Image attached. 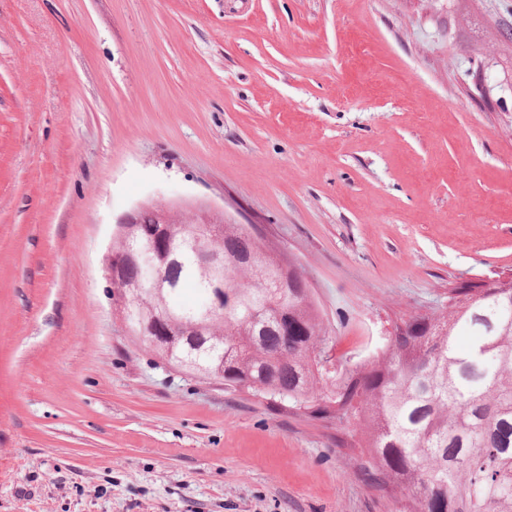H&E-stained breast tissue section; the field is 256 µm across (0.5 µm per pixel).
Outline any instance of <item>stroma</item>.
Masks as SVG:
<instances>
[{
	"label": "stroma",
	"mask_w": 512,
	"mask_h": 512,
	"mask_svg": "<svg viewBox=\"0 0 512 512\" xmlns=\"http://www.w3.org/2000/svg\"><path fill=\"white\" fill-rule=\"evenodd\" d=\"M250 225L338 363L512 275V0H0V512H402L316 420L133 340L156 203Z\"/></svg>",
	"instance_id": "35a3bbf8"
}]
</instances>
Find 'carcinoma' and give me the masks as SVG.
Here are the masks:
<instances>
[{"label": "carcinoma", "mask_w": 512, "mask_h": 512, "mask_svg": "<svg viewBox=\"0 0 512 512\" xmlns=\"http://www.w3.org/2000/svg\"><path fill=\"white\" fill-rule=\"evenodd\" d=\"M154 223L140 212L112 249L140 252L139 228ZM162 235L182 261L176 283L159 291L145 279L113 294L126 299L130 335L163 363L301 408L321 400L314 414L346 421L365 472L405 495L407 512H512V280L457 290L448 309L402 322L382 353L330 372L305 280L292 265L278 270L246 225L165 224ZM198 235L224 246L222 290L194 260ZM187 285L200 294L193 306L179 301ZM154 318L186 335L150 343Z\"/></svg>", "instance_id": "obj_1"}]
</instances>
